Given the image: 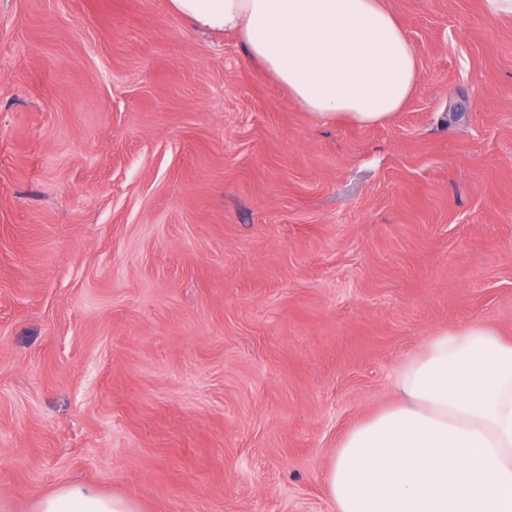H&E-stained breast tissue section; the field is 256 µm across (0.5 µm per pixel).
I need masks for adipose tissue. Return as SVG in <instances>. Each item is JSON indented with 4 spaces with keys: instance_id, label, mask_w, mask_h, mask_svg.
<instances>
[{
    "instance_id": "adipose-tissue-1",
    "label": "adipose tissue",
    "mask_w": 512,
    "mask_h": 512,
    "mask_svg": "<svg viewBox=\"0 0 512 512\" xmlns=\"http://www.w3.org/2000/svg\"><path fill=\"white\" fill-rule=\"evenodd\" d=\"M192 27L234 33L316 119L383 124L422 66L382 0H170ZM398 393L353 427L328 469L336 512H512V340L474 323L431 336L393 376ZM34 512H140L70 483Z\"/></svg>"
}]
</instances>
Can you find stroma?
I'll return each instance as SVG.
<instances>
[{"label": "stroma", "mask_w": 512, "mask_h": 512, "mask_svg": "<svg viewBox=\"0 0 512 512\" xmlns=\"http://www.w3.org/2000/svg\"><path fill=\"white\" fill-rule=\"evenodd\" d=\"M384 2L423 77L359 126L169 0H0V512H336L406 355L512 339V19ZM34 512H140L130 499L104 496L82 483H69L40 498Z\"/></svg>", "instance_id": "35a3bbf8"}]
</instances>
